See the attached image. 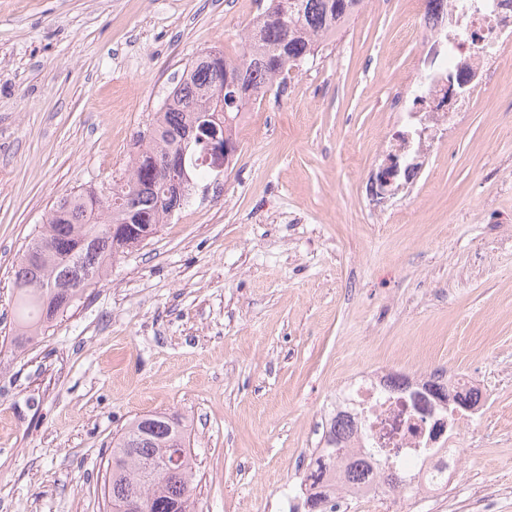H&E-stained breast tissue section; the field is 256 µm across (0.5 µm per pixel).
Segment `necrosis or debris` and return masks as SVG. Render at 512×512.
I'll return each instance as SVG.
<instances>
[{
	"label": "necrosis or debris",
	"instance_id": "1",
	"mask_svg": "<svg viewBox=\"0 0 512 512\" xmlns=\"http://www.w3.org/2000/svg\"><path fill=\"white\" fill-rule=\"evenodd\" d=\"M416 34L421 91L401 92L396 112L431 123L449 114L472 111L477 96L494 79L503 49L512 44V0H472L460 11L454 0H429ZM475 389L472 377L432 372L397 379L369 372L332 402L331 416L344 420L352 448H375L397 458L414 477L419 501L436 494L429 478L436 465L456 466L464 430L481 412L449 424L448 408Z\"/></svg>",
	"mask_w": 512,
	"mask_h": 512
}]
</instances>
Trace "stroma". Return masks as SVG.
I'll return each instance as SVG.
<instances>
[{
    "label": "stroma",
    "mask_w": 512,
    "mask_h": 512,
    "mask_svg": "<svg viewBox=\"0 0 512 512\" xmlns=\"http://www.w3.org/2000/svg\"><path fill=\"white\" fill-rule=\"evenodd\" d=\"M261 0H0V512H106L112 438L179 414L196 512H282L338 389L368 369L463 371L487 407L458 482L427 507L512 512V53L493 105L449 118L413 187L369 172L411 125L421 0L360 12L241 116L237 152L37 342L14 334V265L61 196L124 174L183 71L237 59Z\"/></svg>",
    "instance_id": "stroma-1"
}]
</instances>
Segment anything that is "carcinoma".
<instances>
[{"instance_id": "carcinoma-1", "label": "carcinoma", "mask_w": 512, "mask_h": 512, "mask_svg": "<svg viewBox=\"0 0 512 512\" xmlns=\"http://www.w3.org/2000/svg\"><path fill=\"white\" fill-rule=\"evenodd\" d=\"M364 0H268V6L248 30L243 53L236 61L221 53L200 54L169 93L149 135L128 173L107 182L108 193L99 208L89 206L95 191L61 197L47 215L42 230L27 245L14 268L16 291L15 336L18 347L45 334L48 324L67 311L106 272V263L142 243L133 228L161 224L187 198L169 185L163 171L176 159L183 137L202 112L218 114L227 140L246 106L262 97L280 76L314 56L320 33L340 31L358 14ZM244 90L238 105L222 111L220 98ZM350 432L335 421L315 449L305 481L311 488L326 483L340 470L345 480L360 484L371 478V463L350 457L345 448ZM180 453L172 469L150 473L146 465ZM194 462L181 417L155 412L134 418L113 439L107 462L103 496L110 512H123L134 494L142 497L146 512H194ZM377 483L390 489H408L412 477L386 461L375 471Z\"/></svg>"}]
</instances>
